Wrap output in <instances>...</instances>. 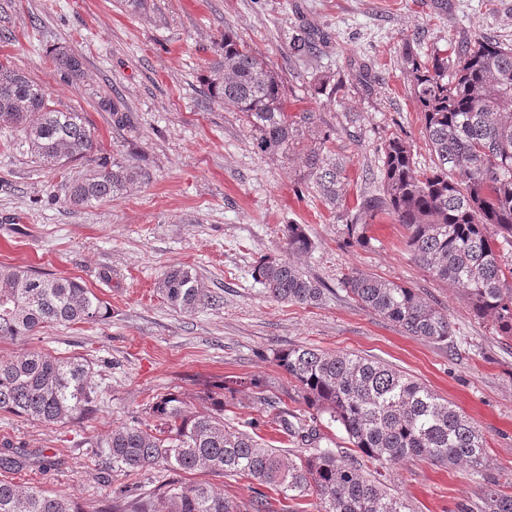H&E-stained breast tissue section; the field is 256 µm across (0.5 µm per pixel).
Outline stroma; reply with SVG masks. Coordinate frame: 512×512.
<instances>
[{
    "mask_svg": "<svg viewBox=\"0 0 512 512\" xmlns=\"http://www.w3.org/2000/svg\"><path fill=\"white\" fill-rule=\"evenodd\" d=\"M148 3L135 14L115 0H0V59L42 84L58 108L83 110L94 132L91 155L54 170L32 161L20 132L0 130V266L76 280L112 306L99 324L0 342V356H84L101 391L97 412L81 422L48 426L0 413V444L50 459L45 467L0 470V479L101 507L130 480L90 440L142 416L158 393L192 400L205 385L256 377L283 394L288 384L272 353L304 345L390 364L484 434L481 474L415 458L393 469L388 486L410 512H460L479 501L492 478L512 495V340L475 319L457 288L422 269L390 218L374 220L366 245L348 246L344 234L363 196L380 190L389 137L409 142L417 167L432 163L403 69L404 46L424 56L451 54L479 33L512 43V0ZM303 26L326 39L321 53H290V38ZM228 32L282 74L289 111L314 112L305 146L330 132L329 147L346 164L336 210L307 187L301 160L258 154L240 114L208 100L209 64ZM65 43L84 58L85 76L74 83L64 82L49 58ZM320 75L335 91L316 92ZM115 99L133 114L134 130L113 126ZM104 153L136 155L146 182L109 203L69 207L64 184ZM289 223L305 225L315 243L298 264L323 283L319 305L273 300L253 277L260 257L283 255ZM177 265L195 268L220 304L191 314L172 309L155 284ZM353 269L416 289L448 315L456 343L408 335L361 309L339 283ZM173 481H206L239 503L256 491L246 479L161 468L143 473L137 491L146 496Z\"/></svg>",
    "mask_w": 512,
    "mask_h": 512,
    "instance_id": "obj_1",
    "label": "stroma"
}]
</instances>
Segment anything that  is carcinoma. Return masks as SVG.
Here are the masks:
<instances>
[{
  "instance_id": "cac0c4a2",
  "label": "carcinoma",
  "mask_w": 512,
  "mask_h": 512,
  "mask_svg": "<svg viewBox=\"0 0 512 512\" xmlns=\"http://www.w3.org/2000/svg\"><path fill=\"white\" fill-rule=\"evenodd\" d=\"M289 50L300 56L316 51V44L304 32L291 39ZM403 59L432 164L417 168L404 139L387 140L382 190L364 199L358 223L345 225L347 243L365 245L375 218L388 216L404 229L417 263L458 288L474 317L490 320L497 335L512 339V264L501 261L512 247V44L479 34L458 52L451 72L448 57L426 59L409 44ZM51 62L68 81L84 76L83 57L67 45L53 49ZM206 83L211 101L243 114L259 153L288 158L302 151L314 113H288L282 75L233 35L224 34ZM1 128L22 132L34 160L49 167L80 160L93 149L84 113L56 108L42 86L6 59H0ZM330 138L324 134L303 160L311 188L334 210L345 165L330 154ZM146 178L137 160L103 155L65 184L64 199L75 209L92 206L121 197ZM284 235L286 255L259 259L254 279L274 300L320 304L324 288L296 263L312 251V239L302 224L286 225ZM341 287L361 308L407 334L453 343L448 315L415 289L360 271L344 275ZM157 293L182 313L217 302L187 265L166 271ZM111 315L109 302L75 280L0 267L1 340L22 339L47 325L100 323ZM273 360L306 413L280 407L261 379L227 380L195 403L179 392L158 394L146 405V419L118 426L93 445L128 476L161 467L251 480L282 496L283 512H298L309 497L316 512H408L406 501L386 486L400 461L464 463L476 472L487 461L477 427L423 382L388 364L308 346L278 351ZM243 388L274 411L278 431L304 451L292 459L257 434L259 422L241 430L224 417ZM98 403L92 363L84 358L29 351L0 359V412L67 424L95 413ZM323 417L343 428L349 450L320 447ZM10 448L0 445V469L25 466L28 460L11 455ZM263 498L259 491L241 505L207 482H172L148 498L117 497L91 511L56 491L0 481V512H266ZM461 512H512V495L488 487L478 510L465 506Z\"/></svg>"
}]
</instances>
